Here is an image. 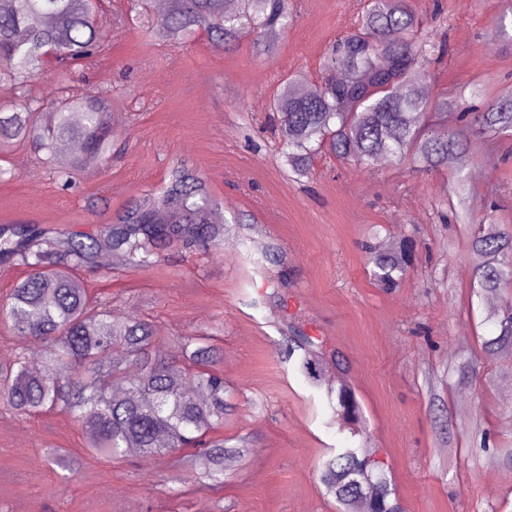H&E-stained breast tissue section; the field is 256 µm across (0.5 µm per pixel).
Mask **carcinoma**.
I'll list each match as a JSON object with an SVG mask.
<instances>
[{
    "mask_svg": "<svg viewBox=\"0 0 512 512\" xmlns=\"http://www.w3.org/2000/svg\"><path fill=\"white\" fill-rule=\"evenodd\" d=\"M99 0H0V83L23 100L0 106V152L27 143L53 170L62 189L75 174L98 164L116 138L112 103L87 92L73 94L67 83L83 64L105 52L109 29L95 15ZM293 23L289 0H168L164 27L154 33L163 42L185 44L200 30L218 50L251 34L254 48L267 53V35ZM426 22L410 0H372L356 27L336 39L322 62L321 85L302 95V73L289 77L274 100L281 116V157L297 178L312 174L315 157L328 152L361 168L381 157L408 158L417 170L448 166L464 157L474 141L512 140V90L491 98L481 83L468 85L470 105L458 98L435 100L413 85L420 68L439 63ZM55 74L59 101L46 108L31 96L33 79ZM78 142L80 151L56 163L59 148ZM452 194L459 224H481L471 240L473 292L479 298L512 285V233L492 213L477 219L466 203V178ZM235 227L223 206L195 170L179 162L168 182L145 193L93 233L48 231L37 224L0 225V261L28 269L0 302V323L38 344L42 369H29L26 354L0 365V405L19 416L67 414L80 423L87 448L110 460L134 448L141 459L191 451L195 481L224 484V462L244 449L227 446L214 433L228 412L221 356L205 336H180L177 359L162 352L163 339L151 322L117 312L91 296L81 271L97 269L110 254L121 270L153 264L169 248L186 252L224 248ZM375 280L399 286L413 263L414 245L400 237L395 249L366 245ZM485 321L497 334L483 340L488 354L512 349V307L489 310ZM302 351L307 373L319 358V344L308 336L288 339V355ZM462 385L477 380V359L449 367ZM333 407L332 421L351 436L359 434V405L352 390L324 385ZM318 477L338 504V512H401L396 489L375 448H343L318 466Z\"/></svg>",
    "mask_w": 512,
    "mask_h": 512,
    "instance_id": "1",
    "label": "carcinoma"
}]
</instances>
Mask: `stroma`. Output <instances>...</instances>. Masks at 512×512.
I'll list each match as a JSON object with an SVG mask.
<instances>
[{
    "mask_svg": "<svg viewBox=\"0 0 512 512\" xmlns=\"http://www.w3.org/2000/svg\"><path fill=\"white\" fill-rule=\"evenodd\" d=\"M449 21L434 37L448 54L423 70L430 97L470 83L512 88V46L490 38L512 0H447ZM297 19L256 55L252 37L227 51L205 33L185 47L159 42L158 23L132 21L126 0H108L111 46L76 73V88L109 96L118 111L117 153L58 188L28 148L0 166V225L40 224L89 233L135 196L162 185L173 163L193 165L224 202V215H252L239 235L206 253L168 252L154 264L119 273L100 261L85 279L92 295L152 321L166 341L206 334L222 353L231 411L220 431L227 445L248 439L245 456L211 490L187 478L178 455L143 461L137 452L107 460L87 451L81 425L64 414L22 419L0 408V512H337L316 465L336 448L379 449L402 512H512V468L495 450L476 448L465 426L512 440V355L487 356L481 342L487 302L472 293L468 235L441 223L456 175L480 174L474 209L490 195L500 227L512 231V163L502 146L482 142L472 156L428 173L410 161L382 159L363 169L319 155L310 177L290 176L280 157L281 129L269 105L286 77L318 86L323 56L362 12L360 0H294ZM268 229L278 262H263ZM406 234L418 259L399 288H379L362 244ZM321 343L319 378L353 386L362 437L332 425L325 392L281 354L292 329ZM476 356L479 386L440 393L462 423L443 444L429 411L427 382L460 358ZM62 448L78 473L63 480L45 452Z\"/></svg>",
    "mask_w": 512,
    "mask_h": 512,
    "instance_id": "1",
    "label": "stroma"
}]
</instances>
